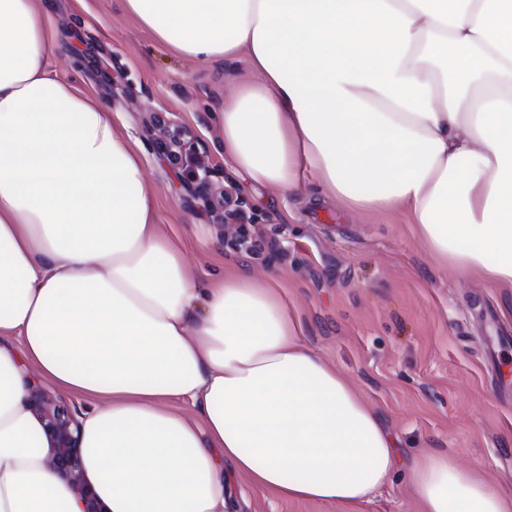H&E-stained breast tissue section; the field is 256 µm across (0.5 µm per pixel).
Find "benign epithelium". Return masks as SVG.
Returning <instances> with one entry per match:
<instances>
[{"label":"benign epithelium","instance_id":"7a95c632","mask_svg":"<svg viewBox=\"0 0 512 512\" xmlns=\"http://www.w3.org/2000/svg\"><path fill=\"white\" fill-rule=\"evenodd\" d=\"M169 127L180 132L179 152L170 157V162L174 166L184 168L185 183L191 197L211 208L217 202L224 201L226 231L249 224L243 201L235 195L232 186L224 187L223 195L218 198L210 193L213 178L218 176L214 169L208 166L184 167L187 159L199 156L197 141L186 128L173 122ZM31 405L32 411L41 420L49 442L50 454L46 458L49 468L77 489L84 505L83 512H106L83 475L81 424L75 413L65 402L43 394L31 396Z\"/></svg>","mask_w":512,"mask_h":512}]
</instances>
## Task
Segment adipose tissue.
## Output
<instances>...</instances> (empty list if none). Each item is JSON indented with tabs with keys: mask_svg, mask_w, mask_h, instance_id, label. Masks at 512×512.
Returning a JSON list of instances; mask_svg holds the SVG:
<instances>
[{
	"mask_svg": "<svg viewBox=\"0 0 512 512\" xmlns=\"http://www.w3.org/2000/svg\"><path fill=\"white\" fill-rule=\"evenodd\" d=\"M122 3L175 54L258 73L217 114L253 186L307 173L348 208L407 211L440 263L512 288V0ZM48 10L0 0V512H83L45 463L37 381L91 402L82 462L107 512H227L232 473L361 512L394 438L305 345L276 275L189 272L135 142L52 71ZM410 485L418 512H512L445 453Z\"/></svg>",
	"mask_w": 512,
	"mask_h": 512,
	"instance_id": "obj_1",
	"label": "adipose tissue"
}]
</instances>
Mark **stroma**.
Returning <instances> with one entry per match:
<instances>
[{
  "label": "stroma",
  "instance_id": "1",
  "mask_svg": "<svg viewBox=\"0 0 512 512\" xmlns=\"http://www.w3.org/2000/svg\"><path fill=\"white\" fill-rule=\"evenodd\" d=\"M50 64L105 103L136 142L159 222L180 240L201 280L233 263L280 275L309 348L336 365L398 440L400 467L364 512H416L413 459L438 451L512 495V288L438 263L402 211L362 212L320 201V187L282 197L224 162L212 114L254 79L242 60L200 63L174 54L127 14L122 0H55ZM191 131L253 219L260 249L225 240L222 221L191 198L157 146L153 115ZM229 512H341L284 503L230 481Z\"/></svg>",
  "mask_w": 512,
  "mask_h": 512
}]
</instances>
